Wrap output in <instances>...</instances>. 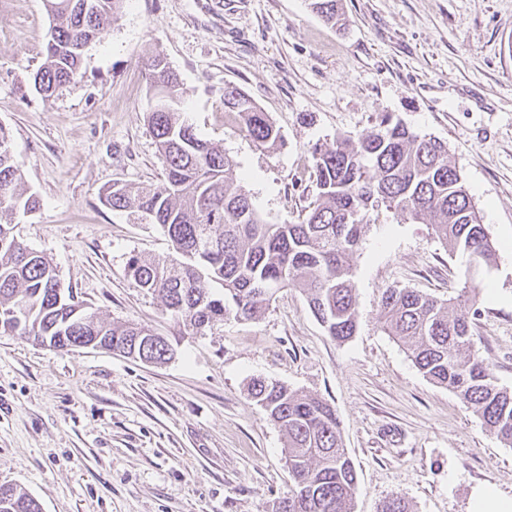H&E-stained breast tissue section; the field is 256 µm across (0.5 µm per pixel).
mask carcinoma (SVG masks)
<instances>
[{
  "instance_id": "carcinoma-1",
  "label": "carcinoma",
  "mask_w": 512,
  "mask_h": 512,
  "mask_svg": "<svg viewBox=\"0 0 512 512\" xmlns=\"http://www.w3.org/2000/svg\"><path fill=\"white\" fill-rule=\"evenodd\" d=\"M47 2L50 39L35 74L46 94L81 75L85 49L125 0ZM338 3L308 0L333 25L340 17ZM147 67L153 89L147 122L165 164V182L154 187L116 181L104 201L137 220L150 217L168 238L170 254L133 255L128 273L187 326L211 329L229 316L256 319L277 292L299 288L327 335L349 340L357 331L354 266L369 216L382 210L430 225L448 251L466 256L471 267L496 263V247L443 141L383 115L366 133L340 135L330 147L315 144V194L302 220L269 224L233 176L231 158L198 136L181 112L185 91L166 58L158 54ZM224 111L257 146L273 149L281 142L268 114L238 88L224 87ZM38 205L23 188L10 132L0 125V318L25 311L10 331L59 350L95 340L127 358L169 361L174 352L165 337L147 342L150 329L106 321L88 310L51 260L18 241L16 217ZM480 292L467 278L454 300L388 288L381 297L383 328L409 347L424 377L457 395L511 448L512 388L498 384L475 347ZM248 395L286 438L283 452L293 484L272 512H351L357 476L335 408L261 378L251 380ZM0 512H42V505L18 485L1 483Z\"/></svg>"
}]
</instances>
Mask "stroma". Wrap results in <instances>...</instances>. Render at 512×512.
Instances as JSON below:
<instances>
[{
  "instance_id": "obj_1",
  "label": "stroma",
  "mask_w": 512,
  "mask_h": 512,
  "mask_svg": "<svg viewBox=\"0 0 512 512\" xmlns=\"http://www.w3.org/2000/svg\"><path fill=\"white\" fill-rule=\"evenodd\" d=\"M331 26L305 0H126L87 49L81 77L34 88L50 38L43 0H0V125L39 209L18 238L57 266L102 318L167 337L170 361L60 351L0 333V483L43 512H272L292 483L285 438L247 394L260 377L321 397L340 421L358 489L352 512L404 498L412 512H469L486 484L512 496V448L448 389L430 383L381 327L390 287L446 299L462 274L493 287L474 336L512 388V0H342ZM163 54L198 135L223 146L269 223L298 222L314 191V144L370 130L384 114L443 140L497 249L467 270L429 225L372 217L353 281L358 329L327 336L305 296L278 293L255 321L196 331L127 274L167 254L152 224L107 207L112 182L161 185L145 64ZM247 94L284 144L256 146L224 112Z\"/></svg>"
}]
</instances>
